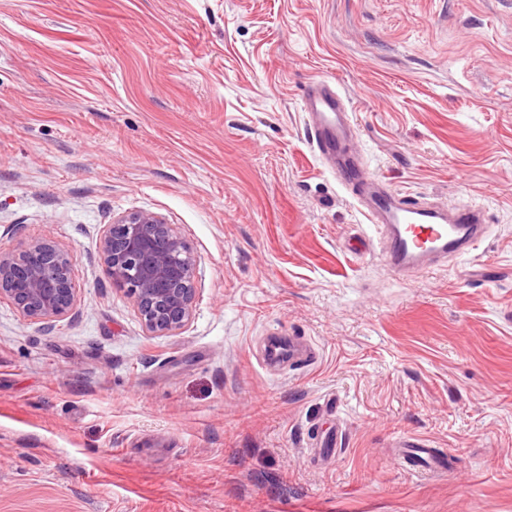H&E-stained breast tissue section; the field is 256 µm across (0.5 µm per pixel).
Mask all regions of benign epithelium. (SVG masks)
Instances as JSON below:
<instances>
[{
	"mask_svg": "<svg viewBox=\"0 0 512 512\" xmlns=\"http://www.w3.org/2000/svg\"><path fill=\"white\" fill-rule=\"evenodd\" d=\"M104 272L134 298L147 331L166 335L183 328L195 303L194 262L173 225L145 213L104 225L99 239ZM72 257L45 240L18 252L0 251V298L32 322L65 317L75 303Z\"/></svg>",
	"mask_w": 512,
	"mask_h": 512,
	"instance_id": "benign-epithelium-1",
	"label": "benign epithelium"
}]
</instances>
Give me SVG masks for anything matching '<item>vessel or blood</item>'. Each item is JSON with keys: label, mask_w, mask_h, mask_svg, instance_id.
<instances>
[{"label": "vessel or blood", "mask_w": 512, "mask_h": 512, "mask_svg": "<svg viewBox=\"0 0 512 512\" xmlns=\"http://www.w3.org/2000/svg\"><path fill=\"white\" fill-rule=\"evenodd\" d=\"M310 143L337 185L356 201L370 230L361 254H374L399 279L411 281L450 256L477 249L485 234L483 213L469 205L447 211L393 190L369 171L359 155L357 129L334 82L311 79L303 95ZM289 364L312 361L307 344L289 339L280 345Z\"/></svg>", "instance_id": "vessel-or-blood-1"}]
</instances>
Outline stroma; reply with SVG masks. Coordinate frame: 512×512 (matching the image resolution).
<instances>
[{"label":"stroma","instance_id":"stroma-1","mask_svg":"<svg viewBox=\"0 0 512 512\" xmlns=\"http://www.w3.org/2000/svg\"><path fill=\"white\" fill-rule=\"evenodd\" d=\"M316 76L392 188L484 210L475 256L401 284L347 251ZM134 212L195 259L164 336L103 271ZM33 237L76 303L0 299V512H512V0H0V249ZM275 334L314 363L267 368Z\"/></svg>","mask_w":512,"mask_h":512}]
</instances>
